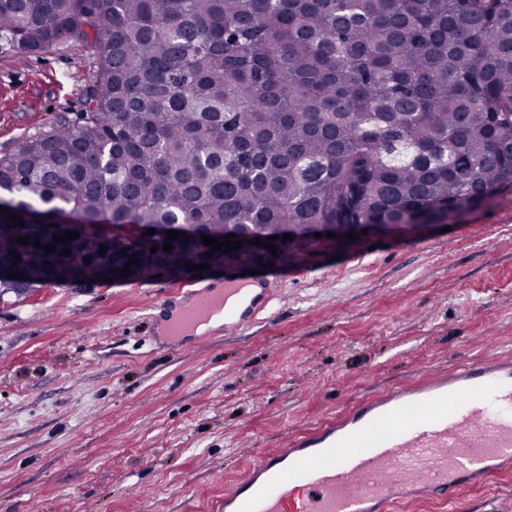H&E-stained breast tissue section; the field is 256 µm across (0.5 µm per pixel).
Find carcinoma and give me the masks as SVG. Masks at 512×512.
<instances>
[{"label": "carcinoma", "mask_w": 512, "mask_h": 512, "mask_svg": "<svg viewBox=\"0 0 512 512\" xmlns=\"http://www.w3.org/2000/svg\"><path fill=\"white\" fill-rule=\"evenodd\" d=\"M73 39L96 61L79 120L0 158V207L24 221L0 213V269L26 278L7 289L77 245L92 266L138 258V279L210 251L97 236L105 213L237 235L213 261L296 263L347 241L313 224H431L512 186V0H0V46ZM51 213L79 237L53 244Z\"/></svg>", "instance_id": "obj_1"}]
</instances>
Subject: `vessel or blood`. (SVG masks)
Instances as JSON below:
<instances>
[{
	"mask_svg": "<svg viewBox=\"0 0 512 512\" xmlns=\"http://www.w3.org/2000/svg\"><path fill=\"white\" fill-rule=\"evenodd\" d=\"M271 293L227 275L224 293L178 289L156 302L169 352L213 316L240 331ZM512 463V358L496 352L364 403L347 421L290 447L259 455L248 477L224 494L232 512H373L398 488L446 498Z\"/></svg>",
	"mask_w": 512,
	"mask_h": 512,
	"instance_id": "obj_1",
	"label": "vessel or blood"
}]
</instances>
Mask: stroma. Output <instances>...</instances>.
Instances as JSON below:
<instances>
[{
	"mask_svg": "<svg viewBox=\"0 0 512 512\" xmlns=\"http://www.w3.org/2000/svg\"><path fill=\"white\" fill-rule=\"evenodd\" d=\"M94 65L71 42L0 49V157L76 119ZM244 332L161 349L149 299L182 281L47 283L0 293V512H224V484L428 369L512 356V188L450 231H395L340 260L260 270ZM512 465L452 502L498 512Z\"/></svg>",
	"mask_w": 512,
	"mask_h": 512,
	"instance_id": "obj_1",
	"label": "stroma"
}]
</instances>
